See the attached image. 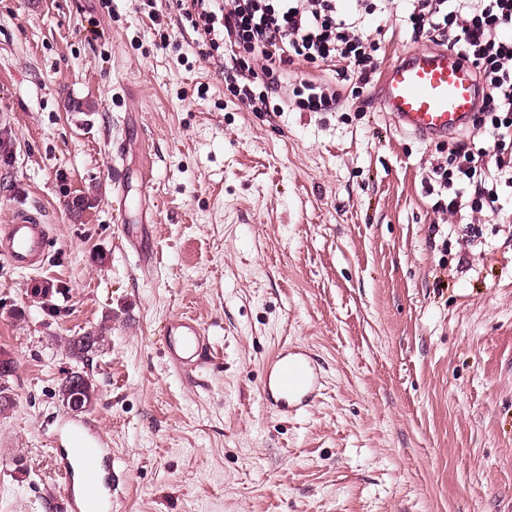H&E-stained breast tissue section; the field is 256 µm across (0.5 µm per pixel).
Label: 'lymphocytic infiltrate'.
<instances>
[{"label":"lymphocytic infiltrate","instance_id":"lymphocytic-infiltrate-1","mask_svg":"<svg viewBox=\"0 0 512 512\" xmlns=\"http://www.w3.org/2000/svg\"><path fill=\"white\" fill-rule=\"evenodd\" d=\"M338 0H176L196 34L193 49L208 60L224 45L253 54L256 70L226 71L227 89L255 112L267 109L269 98L291 90L300 110L332 112L338 95L333 85L300 77L289 79L296 61L346 60L361 85L375 72L380 41L365 28L359 14L343 13ZM403 24L414 39L444 43L472 66L481 91L478 125L484 147L457 141L448 166L434 170L448 189V209H455L462 188L490 203L498 199L497 183L486 180L491 152L512 141V0H405Z\"/></svg>","mask_w":512,"mask_h":512}]
</instances>
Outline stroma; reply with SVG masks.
<instances>
[{"label": "stroma", "instance_id": "stroma-1", "mask_svg": "<svg viewBox=\"0 0 512 512\" xmlns=\"http://www.w3.org/2000/svg\"><path fill=\"white\" fill-rule=\"evenodd\" d=\"M193 37L174 0H0V224L52 226L42 269L0 262V512H63L50 446L73 370L97 386L116 512H512V194L446 211L427 179L447 141L380 100L430 42L390 27L363 89L335 80L346 61L295 63L335 80L336 110L254 112L224 83L244 51L204 61ZM117 180L129 223L157 214L136 252ZM185 313L217 353L192 377L159 341ZM100 326L108 345L70 358ZM287 345L323 380L289 417L260 396Z\"/></svg>", "mask_w": 512, "mask_h": 512}]
</instances>
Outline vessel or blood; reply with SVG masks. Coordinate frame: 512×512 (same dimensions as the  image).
I'll list each match as a JSON object with an SVG mask.
<instances>
[{
  "instance_id": "vessel-or-blood-1",
  "label": "vessel or blood",
  "mask_w": 512,
  "mask_h": 512,
  "mask_svg": "<svg viewBox=\"0 0 512 512\" xmlns=\"http://www.w3.org/2000/svg\"><path fill=\"white\" fill-rule=\"evenodd\" d=\"M384 109L395 126L423 140L445 138L465 125L478 104L471 65L448 49L412 50L391 65L384 82ZM50 227L34 214L0 225V259L20 269L42 266L50 246ZM161 343L174 368L196 373L212 359L213 347L195 317L171 319ZM321 386L318 371L302 348L281 349L271 360L261 395L277 413L308 406ZM66 438L71 454L60 457L63 481L57 495L67 512H115L112 449L91 419L71 424Z\"/></svg>"
}]
</instances>
